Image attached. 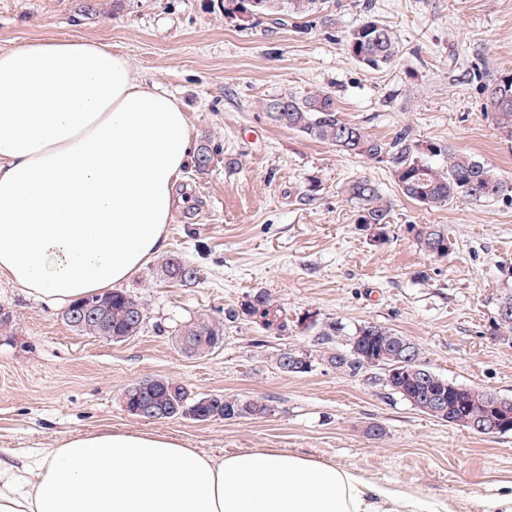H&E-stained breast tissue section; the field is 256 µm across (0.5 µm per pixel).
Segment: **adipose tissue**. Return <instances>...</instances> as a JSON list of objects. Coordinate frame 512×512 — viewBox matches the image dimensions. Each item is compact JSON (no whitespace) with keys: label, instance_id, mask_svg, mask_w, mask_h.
Here are the masks:
<instances>
[{"label":"adipose tissue","instance_id":"obj_1","mask_svg":"<svg viewBox=\"0 0 512 512\" xmlns=\"http://www.w3.org/2000/svg\"><path fill=\"white\" fill-rule=\"evenodd\" d=\"M186 112L129 59L85 39L0 51V276L69 305L166 247ZM0 448V512H446L405 488L273 451L209 456L105 430L16 465Z\"/></svg>","mask_w":512,"mask_h":512}]
</instances>
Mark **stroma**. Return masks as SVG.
I'll return each instance as SVG.
<instances>
[{"mask_svg":"<svg viewBox=\"0 0 512 512\" xmlns=\"http://www.w3.org/2000/svg\"><path fill=\"white\" fill-rule=\"evenodd\" d=\"M400 41L397 61L372 71L349 59L345 39L366 16ZM83 38L125 54L136 74L164 86L188 115L193 143L219 154L208 171L186 167L166 228V255L195 266L192 285L159 279L160 258L125 282L148 319L114 343L69 326L62 311L0 277V448L26 457L112 426L153 432L221 456L248 449L299 454L449 505L485 512L512 485V433L480 437L392 395L376 374L318 365L282 372L274 354L314 350L299 318L364 322L409 336L436 373L512 398V336L494 335L498 299L512 292V205L462 201L427 208L402 197L390 162L343 155L275 124L263 100L324 91L344 120L373 137L408 131L475 156L512 181V141L487 112V87L512 71V0H321L317 12L245 26L219 0H0V50L36 39ZM392 200L388 237L371 242L344 194L358 177ZM439 224L454 249L427 257L407 232ZM288 311V330L224 324V343L185 356L178 325L223 319L257 289ZM154 377L194 395L264 397L256 420H144L124 388ZM382 425L374 439L369 423Z\"/></svg>","mask_w":512,"mask_h":512,"instance_id":"1","label":"stroma"}]
</instances>
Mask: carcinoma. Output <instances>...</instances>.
I'll use <instances>...</instances> for the list:
<instances>
[{
	"instance_id": "obj_1",
	"label": "carcinoma",
	"mask_w": 512,
	"mask_h": 512,
	"mask_svg": "<svg viewBox=\"0 0 512 512\" xmlns=\"http://www.w3.org/2000/svg\"><path fill=\"white\" fill-rule=\"evenodd\" d=\"M266 6L258 8L251 0H222L224 12L242 22L257 21L271 15L306 16L315 8L318 0H263ZM346 53L353 61L379 71L391 66L400 53L399 40L393 31L380 21L366 17L355 26L346 38ZM497 129L508 141H512V75L507 74L490 85L488 104ZM264 108L280 126L297 131L307 137L327 142L345 154L392 164V175L400 193L407 199L429 208L449 204L455 200L512 201V183L503 180L492 168L477 158L456 153L438 143L430 144L431 152L420 151L422 142L414 141L406 132L386 142L369 135L356 124L344 121L339 115L335 98L326 92L303 97L293 95L281 99H268ZM218 149L207 142L198 145L194 155V167L204 172L214 162ZM442 156L447 164L439 168L430 158ZM345 193L354 202L359 223L377 225L379 230L389 228L392 202L381 192L378 185L368 178H357L345 186ZM408 232L416 245L428 257L448 247V234L439 224H411ZM160 277L183 285L197 281V270L187 261L174 255L166 259L159 269ZM102 311L112 316V335L136 336L146 319L142 303L121 289H114L102 297ZM261 314L273 320L288 319L287 310L264 289L248 296L240 309L230 310V319ZM316 328V353L279 351L274 356L277 367L288 374H305L315 362H320L341 374L357 376L378 370V365L389 367L401 362V346L412 344V357L407 360L406 372L393 376L385 387L398 395L414 409L425 412L440 397L449 401L450 412L437 413L433 418L462 426L470 421H484L495 414L497 401L509 406L512 398L499 396L485 389L464 387L430 370L425 374L419 369L426 367L420 347L412 339L398 331L375 323H363L353 328L339 320L325 321ZM178 348L189 357H204L214 352L224 341L223 324L209 316H196L179 326L174 336ZM292 355L299 357L294 368L283 365ZM155 398L166 410L168 417L180 415V401L185 386L168 378H160L153 387ZM224 419H258L269 415L272 406L264 398H241L218 395L210 402L197 405V413L207 417L215 412Z\"/></svg>"
}]
</instances>
